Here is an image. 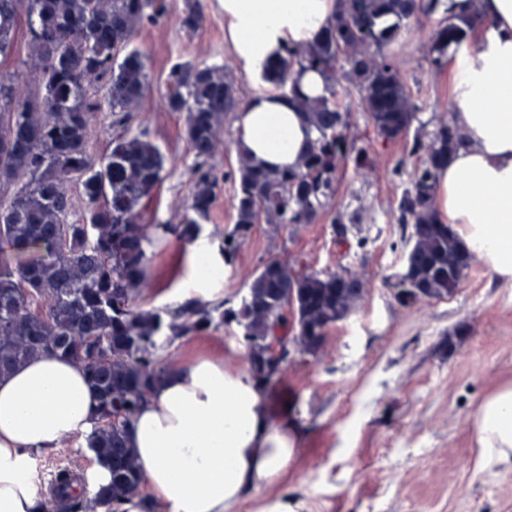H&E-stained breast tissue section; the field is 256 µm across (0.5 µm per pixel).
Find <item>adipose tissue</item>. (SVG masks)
Returning <instances> with one entry per match:
<instances>
[{
  "label": "adipose tissue",
  "instance_id": "1",
  "mask_svg": "<svg viewBox=\"0 0 512 512\" xmlns=\"http://www.w3.org/2000/svg\"><path fill=\"white\" fill-rule=\"evenodd\" d=\"M224 42L252 90L236 114L234 148L264 169L294 168L316 132L290 96L271 90V66L287 47L316 44L337 0H218ZM455 14L483 21L451 46L450 118L466 133L437 175L433 205L461 247L512 277V0H454ZM99 417L81 364L42 354L0 376V512H41V459L66 439L85 440ZM482 466L512 461V389L476 418ZM145 496L119 512H234L273 486L292 460L288 423L249 371L220 357L171 366L129 429Z\"/></svg>",
  "mask_w": 512,
  "mask_h": 512
}]
</instances>
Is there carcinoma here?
<instances>
[{
	"label": "carcinoma",
	"instance_id": "obj_1",
	"mask_svg": "<svg viewBox=\"0 0 512 512\" xmlns=\"http://www.w3.org/2000/svg\"><path fill=\"white\" fill-rule=\"evenodd\" d=\"M165 0H0V60H9L17 31L27 18L28 56L43 70L42 89L23 99L0 84V182L13 186L0 198V374L35 356L53 354L82 363L100 399L101 425L88 445L112 467L111 485L92 496L75 487L77 477H55L65 512H95L140 492L138 467L127 441L132 417L167 373L165 346L225 324L241 329L253 378L264 388L275 337H303L313 353L327 330L359 305L361 282L349 270L319 273L271 258L247 283L239 308L185 303L176 309L134 305L148 268L150 238L139 217L144 200L162 180L165 156L148 133L130 131L149 88L141 53L131 48L137 30L156 24ZM437 12L443 18L426 54L432 72L448 61L481 16L460 18L448 0H341L322 41L288 47L269 79L279 92L297 97L299 111L316 132L298 169L268 171L238 154L236 166L218 175L212 159L227 115L242 103L235 80L217 65L184 62L167 76L165 107L184 114V135L194 157L188 203L181 223L168 225L185 242L197 239L210 214L219 181L235 186V228L224 235L229 262L256 224L275 228L316 222L335 192L342 163L366 165V152L350 133V101L357 94L377 136L393 141L414 131L411 154L420 156L398 204V223L410 229L407 247L415 263L396 287L405 302L454 294L470 258L458 237L439 224L432 206L436 175L448 153L465 139L441 121L429 131L412 128L420 109L400 73L399 59L385 48L408 21ZM201 14L186 3L183 27H198ZM307 66L324 71L329 97L298 96L291 72ZM106 80L112 124L123 129L99 164L88 153V127L100 103L93 83ZM86 203L73 215L68 184Z\"/></svg>",
	"mask_w": 512,
	"mask_h": 512
}]
</instances>
